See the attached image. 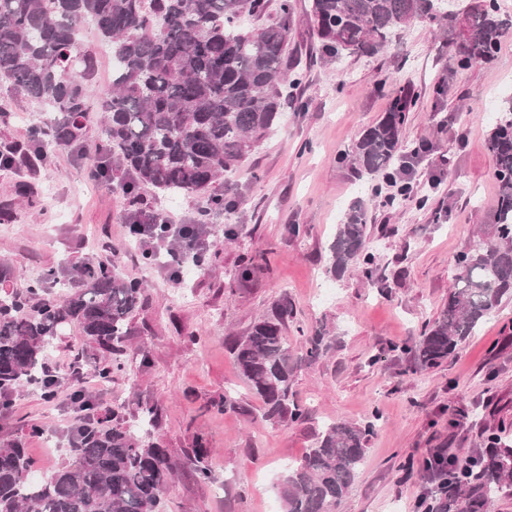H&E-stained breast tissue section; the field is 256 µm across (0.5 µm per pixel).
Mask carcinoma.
<instances>
[{
    "mask_svg": "<svg viewBox=\"0 0 512 512\" xmlns=\"http://www.w3.org/2000/svg\"><path fill=\"white\" fill-rule=\"evenodd\" d=\"M270 0H0V79L41 108L34 139L18 149L0 142V159L37 162L58 149L81 151L87 142L91 100L103 113L96 151L100 168L133 204L148 185L161 195L207 196L196 223H208L212 207L234 206L217 194L219 182L284 118L288 92V41L293 0H279L278 19L250 30L242 17L262 20ZM498 0H309L307 15L320 41L321 57L375 55L414 20L448 19L449 61L460 69L488 64L509 29ZM92 25L112 57V83L94 86L97 49L79 27ZM417 95L409 90L366 127L340 156L361 174L384 181L403 157L401 139ZM497 183L493 222L457 255L459 273L438 315L408 347L414 366L433 368L503 302L512 299V103L496 114L487 140ZM363 202L345 213L329 247L327 273L340 278L356 270L373 278ZM118 253L78 269L76 281L48 270L23 288H12L14 266L0 262V418L13 413L14 396L29 388L49 394L55 382L44 368L54 340L69 324L82 330L88 347L110 355L95 363L102 382L120 366L117 355L130 323L147 300V288L118 272ZM61 288L48 295L47 284ZM293 317L284 298L232 339L230 350L251 391L263 402V418L297 423L305 409L294 399L301 364L327 351L322 325L305 337L303 354H292L283 330ZM83 415L73 426L71 455L37 478L21 440L0 445V512H162L177 464L158 442L142 443L118 422L92 420L96 404L76 394ZM381 415L361 423L332 422L313 447L282 476L277 494L283 512H335L364 463ZM210 451L188 456L199 481L212 479ZM425 480L440 487L423 500L424 512H493L499 493L512 490V445L488 434L464 465L428 460Z\"/></svg>",
    "mask_w": 512,
    "mask_h": 512,
    "instance_id": "1",
    "label": "carcinoma"
}]
</instances>
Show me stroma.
<instances>
[{
  "label": "stroma",
  "instance_id": "35a3bbf8",
  "mask_svg": "<svg viewBox=\"0 0 512 512\" xmlns=\"http://www.w3.org/2000/svg\"><path fill=\"white\" fill-rule=\"evenodd\" d=\"M293 3L288 51L300 62L294 94L303 107L287 110L280 127L220 187L234 206L212 212L209 265L185 267L175 278L162 265L139 263L127 236L128 197L85 176L102 135L98 114L90 116L84 152L62 149L36 167L0 168V260L19 271L15 287L50 268L73 273L117 249L121 275L148 288V302L124 342L122 368L109 383L97 382L93 359L82 357L77 326L63 330L49 357L64 364L81 358L82 387L98 417L115 409L138 424L142 406H157V426L140 427L138 436L160 440L178 464L164 498L167 512H282L275 484L286 466L303 457L328 423H358L375 411L382 416L379 428L336 512H418L429 485L405 477L406 460L440 448L467 459L488 430L501 425L512 438V300L439 366L417 371L404 350L436 317L457 274V254L495 208L486 143L490 113L512 93V32L495 61L466 70L448 60L445 22L429 20L402 30L387 52L327 62L316 52L308 0ZM440 84L441 96L435 92ZM407 86L418 99L403 140L429 151L415 168L412 198L376 206L366 179L338 157ZM0 111L16 115L0 125V140L25 138L40 120L38 106L3 81ZM462 127L469 131L463 147L455 140ZM442 155L448 165L435 166ZM22 182L35 204L17 197ZM139 194L145 206L181 224L193 223L202 204L195 196L163 199L147 187ZM358 199L369 203L374 276L335 278L326 272L329 246ZM228 224L233 235L221 237ZM292 224L300 225L299 236L289 233ZM251 255L267 263L240 279V261ZM284 296L294 310L284 331L291 347L320 324L330 330L327 353L297 373L294 394L308 418L295 424L263 419V404L228 344ZM72 391L68 381L50 401L25 391L11 420L0 424V443L24 438L38 474L50 473L65 456ZM227 393L236 409L214 410L212 401ZM34 425L45 434L30 436ZM200 438L210 450L207 482L193 476L188 461Z\"/></svg>",
  "mask_w": 512,
  "mask_h": 512
}]
</instances>
